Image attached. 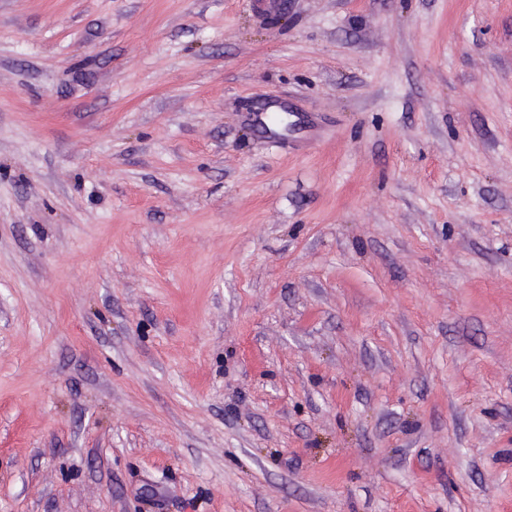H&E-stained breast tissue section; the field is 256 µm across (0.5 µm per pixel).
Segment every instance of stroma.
<instances>
[{
	"label": "stroma",
	"instance_id": "stroma-1",
	"mask_svg": "<svg viewBox=\"0 0 512 512\" xmlns=\"http://www.w3.org/2000/svg\"><path fill=\"white\" fill-rule=\"evenodd\" d=\"M269 2L0 0V512H512V0Z\"/></svg>",
	"mask_w": 512,
	"mask_h": 512
}]
</instances>
